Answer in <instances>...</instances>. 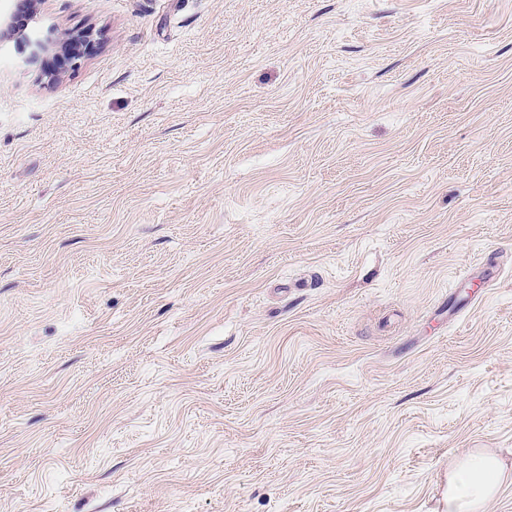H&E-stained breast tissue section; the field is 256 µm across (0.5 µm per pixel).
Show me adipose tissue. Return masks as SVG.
<instances>
[{"label":"adipose tissue","instance_id":"ef3b65f1","mask_svg":"<svg viewBox=\"0 0 512 512\" xmlns=\"http://www.w3.org/2000/svg\"><path fill=\"white\" fill-rule=\"evenodd\" d=\"M505 480L503 466L495 456L467 450L448 476V512H484Z\"/></svg>","mask_w":512,"mask_h":512}]
</instances>
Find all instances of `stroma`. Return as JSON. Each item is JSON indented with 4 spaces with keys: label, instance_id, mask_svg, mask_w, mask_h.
I'll return each instance as SVG.
<instances>
[{
    "label": "stroma",
    "instance_id": "35a3bbf8",
    "mask_svg": "<svg viewBox=\"0 0 512 512\" xmlns=\"http://www.w3.org/2000/svg\"><path fill=\"white\" fill-rule=\"evenodd\" d=\"M0 48V512H444L512 473V0H37ZM27 28L18 26L12 12H0V40H25L31 48L30 60L35 61L41 55L57 49L65 52L69 62H73L83 54L94 42V34L90 30L73 32L63 41L57 42L50 38L31 39L26 32ZM506 481L501 462L493 455L469 449L448 475V512H484Z\"/></svg>",
    "mask_w": 512,
    "mask_h": 512
}]
</instances>
